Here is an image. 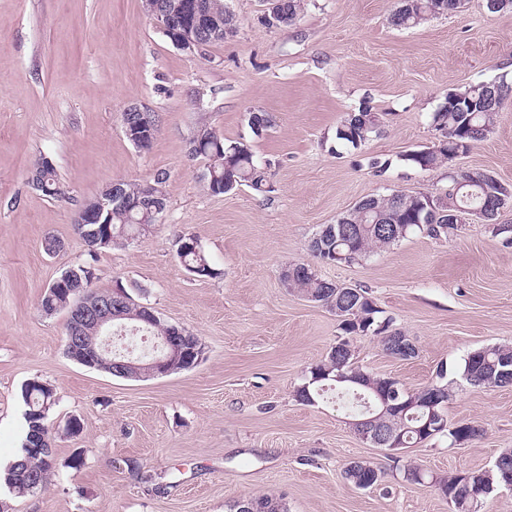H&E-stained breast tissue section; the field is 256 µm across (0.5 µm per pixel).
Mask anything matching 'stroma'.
<instances>
[{
  "label": "stroma",
  "mask_w": 512,
  "mask_h": 512,
  "mask_svg": "<svg viewBox=\"0 0 512 512\" xmlns=\"http://www.w3.org/2000/svg\"><path fill=\"white\" fill-rule=\"evenodd\" d=\"M238 27L189 55L143 11L142 0H0V466L26 431L21 390L38 378L57 402L48 414L51 483L18 496L0 486V512H230L234 500L281 496L288 512H451L437 490L403 480L389 451L363 441L332 402L298 389L340 338L335 314L290 292L289 263L310 258L323 225L368 196L446 187L449 172L484 171L512 184V99L492 134L454 168L405 166L433 145L432 115L448 92L512 76V13L484 0L403 29L397 0H305L295 24H261L262 0H226ZM131 104L151 112L149 150L123 132ZM381 131L359 148L335 132L362 105ZM272 125L254 135L249 113ZM270 162L271 193L208 192L206 161L189 153L200 122ZM50 159L67 190L51 199L28 181ZM390 160L382 174L371 159ZM166 174L167 207L136 240L90 254L75 230L80 205L107 184ZM195 236L213 276L189 273L177 241ZM62 240L54 254L46 238ZM91 267L92 286L124 289L205 347L194 368L127 380L66 353V314L40 306L66 270ZM327 280L363 286L416 345L400 360L376 340L354 342L366 371L416 390L439 364L512 345V245L472 220L448 236L415 234L353 265H317ZM81 423L70 435V418ZM449 422L481 429L463 443L437 437L408 449L445 473L490 465L512 448V385L480 389L456 379ZM386 475L360 490L345 464ZM152 483H145V476Z\"/></svg>",
  "instance_id": "obj_1"
}]
</instances>
